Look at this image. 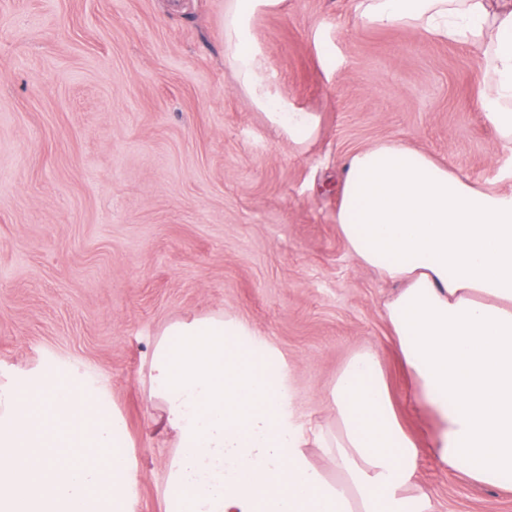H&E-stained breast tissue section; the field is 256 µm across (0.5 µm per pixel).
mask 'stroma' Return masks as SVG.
<instances>
[{
	"mask_svg": "<svg viewBox=\"0 0 512 512\" xmlns=\"http://www.w3.org/2000/svg\"><path fill=\"white\" fill-rule=\"evenodd\" d=\"M225 0H0V381L93 386L131 452L129 512H165L171 437L149 361L166 326L231 313L288 362L295 409L336 427L328 394L369 348L405 428L430 422L384 319L396 290L336 224L353 152L401 142L512 190V150L480 106L462 42L362 23L355 0H280L249 28L269 83L316 113L298 148L228 62ZM435 512H512V492L416 461Z\"/></svg>",
	"mask_w": 512,
	"mask_h": 512,
	"instance_id": "stroma-1",
	"label": "stroma"
}]
</instances>
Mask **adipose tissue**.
Wrapping results in <instances>:
<instances>
[{
  "label": "adipose tissue",
  "instance_id": "1",
  "mask_svg": "<svg viewBox=\"0 0 512 512\" xmlns=\"http://www.w3.org/2000/svg\"><path fill=\"white\" fill-rule=\"evenodd\" d=\"M278 0H226L224 36L238 80L299 146L318 129L270 95L248 34ZM363 23L414 27L482 49V106L512 149V0H359ZM336 222L349 250L398 289L384 316L433 416L427 444L446 470L512 491V191L484 189L398 142L352 154ZM150 397L176 452L167 512H435L416 476L418 447L399 421L377 355H352L331 401L336 430L295 413L274 345L227 314L168 326L150 359ZM323 449L335 477L308 458Z\"/></svg>",
  "mask_w": 512,
  "mask_h": 512
}]
</instances>
